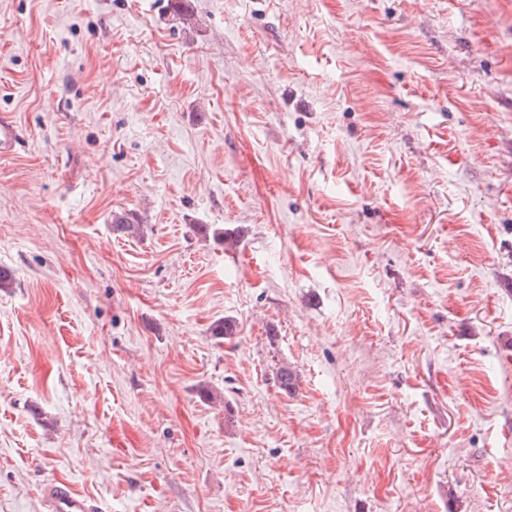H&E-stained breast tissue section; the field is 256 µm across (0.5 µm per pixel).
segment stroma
<instances>
[{
	"label": "stroma",
	"instance_id": "1",
	"mask_svg": "<svg viewBox=\"0 0 512 512\" xmlns=\"http://www.w3.org/2000/svg\"><path fill=\"white\" fill-rule=\"evenodd\" d=\"M190 6L0 0V512H512V0ZM19 130L13 120L6 114L0 115V155L13 153L19 143ZM50 512H96L94 507L68 487L50 486L46 492Z\"/></svg>",
	"mask_w": 512,
	"mask_h": 512
}]
</instances>
